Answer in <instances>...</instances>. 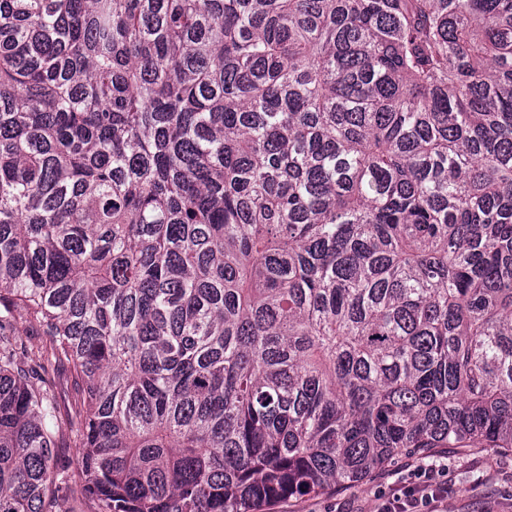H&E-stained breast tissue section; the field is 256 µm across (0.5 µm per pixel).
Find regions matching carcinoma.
Segmentation results:
<instances>
[{
  "label": "carcinoma",
  "mask_w": 512,
  "mask_h": 512,
  "mask_svg": "<svg viewBox=\"0 0 512 512\" xmlns=\"http://www.w3.org/2000/svg\"><path fill=\"white\" fill-rule=\"evenodd\" d=\"M434 448L512 451V0H0V512ZM15 327L18 343H22L32 357H38L46 350V342L43 336H37L36 323L23 309L15 312ZM46 353V352H45ZM45 378L50 387L55 391L59 405L57 429L59 432L58 446L61 448H56V458L60 467H66L75 460L79 451V445L74 441L68 421L69 408L73 402L72 381L69 373L66 371H49ZM59 508L62 511L74 512H94L95 504L93 500L82 490L81 480L77 477L72 483L70 491L65 499L59 502Z\"/></svg>",
  "instance_id": "obj_1"
}]
</instances>
